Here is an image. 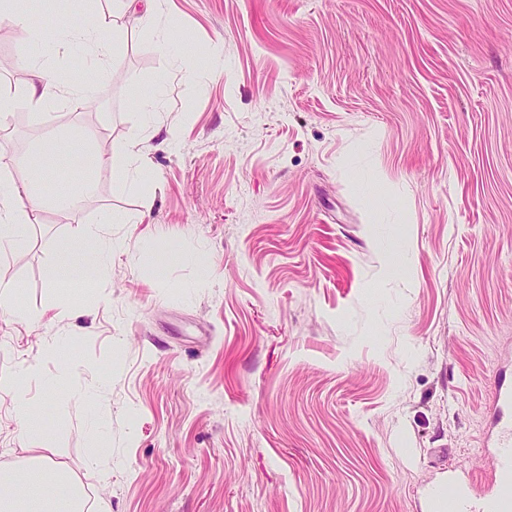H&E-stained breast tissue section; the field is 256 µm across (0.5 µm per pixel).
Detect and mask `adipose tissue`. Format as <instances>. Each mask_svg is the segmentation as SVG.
<instances>
[{
	"label": "adipose tissue",
	"mask_w": 512,
	"mask_h": 512,
	"mask_svg": "<svg viewBox=\"0 0 512 512\" xmlns=\"http://www.w3.org/2000/svg\"><path fill=\"white\" fill-rule=\"evenodd\" d=\"M118 32L106 27L87 28L75 21L63 22L58 36L66 44L85 48L95 64L111 66L112 47ZM95 86L94 80L65 84L48 78L35 69L19 88L0 87V112L23 106L37 112L59 103L79 104ZM160 91L152 89L139 98L142 133L130 135L120 154L126 171L124 189L134 191L151 180L154 169L147 146V133H158L156 109ZM65 145L54 135H46L35 157L26 160L31 176L24 182L0 178V249L13 254L25 252L33 224L43 209L63 210L79 202V195L46 196L40 169L41 155L64 151ZM118 240L103 233L100 225L85 224L75 238L57 247V260L45 272L49 283L73 282L100 276L107 268ZM84 503L79 488L51 459L36 460L26 470L0 471V512H82Z\"/></svg>",
	"instance_id": "ef3b65f1"
}]
</instances>
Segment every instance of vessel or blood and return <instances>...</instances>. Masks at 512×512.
<instances>
[{"instance_id":"vessel-or-blood-1","label":"vessel or blood","mask_w":512,"mask_h":512,"mask_svg":"<svg viewBox=\"0 0 512 512\" xmlns=\"http://www.w3.org/2000/svg\"><path fill=\"white\" fill-rule=\"evenodd\" d=\"M487 387L488 427L481 446L492 461L489 479L479 481L452 466L438 478L455 493L456 512H512V364L495 366Z\"/></svg>"}]
</instances>
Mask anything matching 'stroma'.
Segmentation results:
<instances>
[{
  "instance_id": "obj_1",
  "label": "stroma",
  "mask_w": 512,
  "mask_h": 512,
  "mask_svg": "<svg viewBox=\"0 0 512 512\" xmlns=\"http://www.w3.org/2000/svg\"><path fill=\"white\" fill-rule=\"evenodd\" d=\"M116 6L42 0L34 45L0 19V85L44 55L81 82L54 24L108 26ZM159 26L197 78L163 60ZM158 84L174 144L127 192L92 154L120 147ZM94 94L103 108L0 117L15 181L56 132L75 149L42 161L46 192L94 185L42 212L24 254L0 252V290L27 312L0 310V373L39 364L19 392L55 426L29 444L0 392V468L52 458L86 512H430L441 469L489 471L486 378L512 359V0H167ZM106 216L124 242L110 268L49 284L56 245ZM397 251L410 264L392 273ZM49 340L81 371L60 376ZM102 371L94 418L81 395ZM100 439L112 461L94 467Z\"/></svg>"
}]
</instances>
